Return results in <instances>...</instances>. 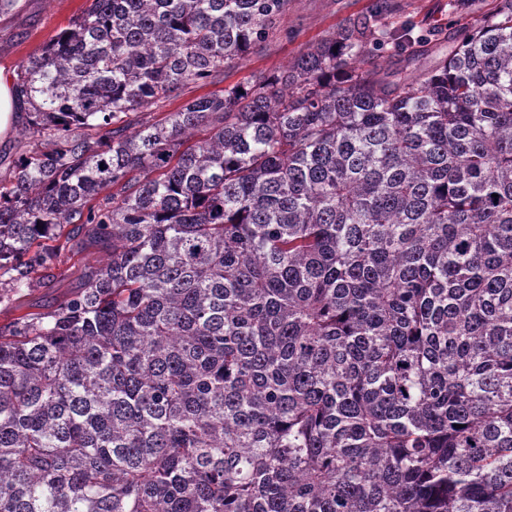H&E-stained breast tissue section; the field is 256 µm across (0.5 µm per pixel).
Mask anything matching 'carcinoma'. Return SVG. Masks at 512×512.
I'll return each mask as SVG.
<instances>
[{
  "instance_id": "carcinoma-1",
  "label": "carcinoma",
  "mask_w": 512,
  "mask_h": 512,
  "mask_svg": "<svg viewBox=\"0 0 512 512\" xmlns=\"http://www.w3.org/2000/svg\"><path fill=\"white\" fill-rule=\"evenodd\" d=\"M287 12L90 0L15 70L0 303L104 257L0 327V512H512V0L151 115ZM421 45L422 44H415L412 49L409 48L410 52L414 51V54H419V58L414 62L408 61L407 57H404L403 55L394 52L390 45L386 47L384 53H381L379 55L388 56V58L393 62L395 67L401 68L407 73L413 71L415 67L428 70L435 69L441 61L443 52H438L435 48H432L429 51L419 52L420 50L425 49ZM60 245L63 248L40 285L15 296L16 300L13 302L0 304V326L9 324L17 317V305L30 307L33 311H45L54 303L65 299L79 285V274L83 266L100 259L97 250L82 244L79 238L72 239L67 244L63 238Z\"/></svg>"
}]
</instances>
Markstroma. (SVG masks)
Segmentation results:
<instances>
[{"label":"stroma","mask_w":512,"mask_h":512,"mask_svg":"<svg viewBox=\"0 0 512 512\" xmlns=\"http://www.w3.org/2000/svg\"><path fill=\"white\" fill-rule=\"evenodd\" d=\"M382 0H289L287 14L277 20L266 44L234 60L224 71L225 85L254 80L264 73L287 69L317 42L331 37L343 24L373 14L394 29L412 28L414 33L447 29L449 22L471 27L493 14L497 0H480L477 9L451 15L448 0H391L392 11L380 13ZM23 9L0 16V69L13 73L16 66L80 15L88 0H23ZM95 248L72 239L57 255L40 285L0 304V326L18 315L19 307L43 311L65 299L79 284L84 265L97 261Z\"/></svg>","instance_id":"obj_1"}]
</instances>
